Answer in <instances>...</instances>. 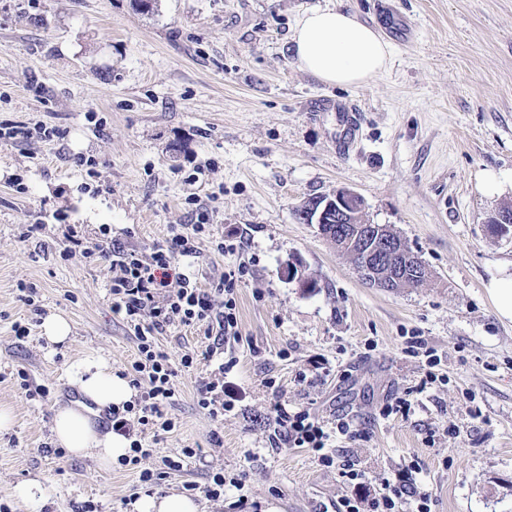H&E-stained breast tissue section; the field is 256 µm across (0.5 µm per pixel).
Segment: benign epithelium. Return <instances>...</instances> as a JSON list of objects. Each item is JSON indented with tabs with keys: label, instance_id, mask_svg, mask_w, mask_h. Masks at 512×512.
<instances>
[{
	"label": "benign epithelium",
	"instance_id": "7a95c632",
	"mask_svg": "<svg viewBox=\"0 0 512 512\" xmlns=\"http://www.w3.org/2000/svg\"><path fill=\"white\" fill-rule=\"evenodd\" d=\"M362 201L352 190L341 188L329 198L315 200L302 214L307 224L318 229L336 225V232L361 257L357 271L363 281L375 288L394 289L403 277L404 267L395 264L401 254V238L394 231H387L362 220Z\"/></svg>",
	"mask_w": 512,
	"mask_h": 512
}]
</instances>
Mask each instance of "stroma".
I'll use <instances>...</instances> for the list:
<instances>
[{
  "instance_id": "1",
  "label": "stroma",
  "mask_w": 512,
  "mask_h": 512,
  "mask_svg": "<svg viewBox=\"0 0 512 512\" xmlns=\"http://www.w3.org/2000/svg\"><path fill=\"white\" fill-rule=\"evenodd\" d=\"M325 3L0 0V122L59 133L0 142V406L15 416L0 431V504L9 512H25L13 487L35 476L54 489L44 512H131L142 495L171 491L200 512H334L353 490L347 465L374 488L411 470L436 512H512V320L486 291L512 276V237L487 228L512 206V0H335L394 47L386 71L352 88L301 71L291 51L298 16ZM323 100L363 114L350 155L336 151ZM78 155L94 157V169L76 165ZM341 188L361 196L365 222L400 235L428 281L369 287L348 255L297 219L304 201ZM202 212L210 233L176 270L208 288L248 266L238 337L217 362L202 359L207 341L193 329L160 336L172 359H199L178 370L160 406L175 429L144 431L153 454L141 466L102 470L54 452L55 409L81 400L69 365L93 354L125 374L136 353L112 312L109 263L68 253L69 229L92 250L108 233L145 252ZM226 236L242 239L238 254L215 251ZM290 265L315 288L287 280ZM52 313L71 324L60 345L41 336ZM414 333L439 356L435 368L405 353ZM219 369L233 408L214 418L198 388ZM29 386L48 394L31 399ZM400 401L408 412L381 416ZM280 405L332 431L354 418L360 435L333 432L321 453L275 442ZM143 467L155 483L140 481ZM218 471L243 485L214 500L204 488Z\"/></svg>"
}]
</instances>
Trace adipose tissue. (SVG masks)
Masks as SVG:
<instances>
[{
  "label": "adipose tissue",
  "mask_w": 512,
  "mask_h": 512,
  "mask_svg": "<svg viewBox=\"0 0 512 512\" xmlns=\"http://www.w3.org/2000/svg\"><path fill=\"white\" fill-rule=\"evenodd\" d=\"M298 67L318 81L338 87H358L385 71L393 58V47L377 29L361 22L353 13L327 4L304 11L291 34ZM79 392L98 406L131 402L136 395L129 381L113 372L99 356H84L67 370ZM54 441L70 455H93L100 469H109L129 453V439L119 433L96 430L79 408L56 409L51 428Z\"/></svg>",
  "instance_id": "ef3b65f1"
}]
</instances>
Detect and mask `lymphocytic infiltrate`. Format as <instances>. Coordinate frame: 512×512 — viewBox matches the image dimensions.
<instances>
[{
  "mask_svg": "<svg viewBox=\"0 0 512 512\" xmlns=\"http://www.w3.org/2000/svg\"><path fill=\"white\" fill-rule=\"evenodd\" d=\"M202 224H190L170 231L149 253L129 248L124 241L103 240L99 252L112 269L110 293L112 309L122 315L137 340L136 358L132 363V383L143 391L134 409L112 410L113 429L131 434L134 426L160 427L168 432L175 428L173 419L163 417L159 406L175 393L177 367H192V354H183L179 364L161 350L157 338L173 325L199 327L212 340L205 359L223 351L227 337L237 336L236 288L248 273L246 264L225 274L215 286L199 287L189 277H181L178 287L169 282L170 267L179 258L198 253V241L205 233ZM277 434L295 448L323 450L328 439L321 422L308 410L288 411L278 406ZM413 500L415 512H432L434 500L429 491L419 488L406 475L385 491H370L359 485L344 497L336 512H399L398 506Z\"/></svg>",
  "mask_w": 512,
  "mask_h": 512,
  "instance_id": "1",
  "label": "lymphocytic infiltrate"
}]
</instances>
